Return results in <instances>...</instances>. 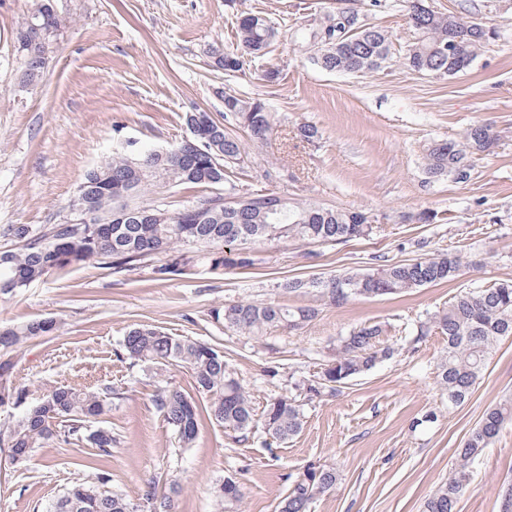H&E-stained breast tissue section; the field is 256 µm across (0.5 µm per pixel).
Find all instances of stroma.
I'll use <instances>...</instances> for the list:
<instances>
[{
    "label": "stroma",
    "mask_w": 512,
    "mask_h": 512,
    "mask_svg": "<svg viewBox=\"0 0 512 512\" xmlns=\"http://www.w3.org/2000/svg\"><path fill=\"white\" fill-rule=\"evenodd\" d=\"M65 26L39 83L20 82L13 32L35 0H0V228L58 224L71 215L77 183L126 141L165 148L185 137V112L224 118L222 91L259 98L274 115L266 141L241 134L245 153L234 175L250 192L362 210L376 220L373 235L335 246L285 239L252 249L253 267L227 274L198 261L190 275L157 279L154 261L122 272L95 263L32 283L0 301V325L52 318V335L11 353V380L23 389L17 407L0 408V430L53 389L110 385L116 392L98 424L117 442L106 461L109 487L147 512L151 488L177 486V512H276L290 476L308 466L335 467L333 491L311 512H422L444 482L455 451L485 411L512 398V337L502 339L469 400L449 408L438 383L447 341L438 331L417 340L416 327L460 290L512 281V0H432L435 8L494 25L500 38L450 79L395 66L362 77L314 65L302 35L336 8L357 11L388 30L395 46L411 40L406 8H375L370 0H54ZM260 12L279 31L265 58L230 77L210 56L237 45L236 18ZM270 66L277 82L263 80ZM491 125L498 140L476 156L469 181H433L423 168L427 145L457 140L474 124ZM319 138L296 139L298 126ZM436 214L418 223L421 212ZM469 265L457 280L393 297L333 306L320 294H288L290 277L328 279L353 268L439 252ZM278 301L317 308L316 318L288 333L260 336L226 330L211 316L228 301ZM382 323L394 349L333 396L307 399L304 384L336 353L352 328ZM171 330L217 346L256 408L295 396L301 432L276 442L263 426L247 440L204 423L191 447L153 404L159 387L187 388L174 366L147 368L119 361L116 351L135 325ZM434 422L423 423L427 413ZM84 445L44 442L13 462L0 447V512H46L76 484L91 485ZM459 512H502L501 490L512 484V422L468 468ZM240 490L220 500L224 479Z\"/></svg>",
    "instance_id": "obj_1"
}]
</instances>
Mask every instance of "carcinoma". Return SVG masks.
I'll return each instance as SVG.
<instances>
[{
  "instance_id": "cac0c4a2",
  "label": "carcinoma",
  "mask_w": 512,
  "mask_h": 512,
  "mask_svg": "<svg viewBox=\"0 0 512 512\" xmlns=\"http://www.w3.org/2000/svg\"><path fill=\"white\" fill-rule=\"evenodd\" d=\"M51 0H41L31 17L14 32L17 46H28L45 36L51 42L57 35L51 28L62 25L50 11ZM337 22L324 29H310V37L320 39L314 48L313 63L325 70L361 76L390 68L397 63L409 70L441 79L455 76L469 67L482 49L500 37L493 27L466 20L453 13L433 11L421 23L412 25L415 37L392 52L389 33L361 21L349 9H338ZM458 39L459 53L448 56V35ZM238 46L211 50L216 67L230 75L241 73L248 63L262 57L277 35L270 20L254 12H243L237 24ZM207 146L199 152L194 138L183 139L168 148L140 152L123 146L112 158L88 171L81 186L95 213L84 224L9 225L0 231L15 247L0 251V299L20 294L31 283L52 271H63L90 261L117 272L134 268L154 256L165 261L154 267L160 279L190 274L200 256L214 270L226 273L250 267L254 259L241 251L247 244L295 238L321 244H341L367 237L374 226L362 211L335 209L308 203H291L275 195L259 194L253 205L239 210L236 199L243 194L239 183L226 169L238 163L244 153L241 141L227 127L246 129L252 139L264 140L274 131V117L259 99H245L224 93V122L210 120ZM496 142L493 130L475 124L456 141L436 140L424 156V170L433 180L452 179L465 183L469 177L455 178V171L472 172L471 158L488 152ZM226 185L197 200L212 208L201 217L186 207L160 205L152 209L146 224L133 216L141 210L129 201L160 185ZM463 257L437 253L383 264L376 269H354L341 274V288L334 279H285L277 287L288 294L308 289L320 293L339 306L358 297L399 295L430 285L454 281L461 276ZM318 310L311 306L281 303L234 301L212 310L213 318L224 328L245 335L259 336L273 328L298 330L312 321ZM58 328L46 318L19 326L0 328V351L11 353L21 344L47 336ZM448 338V351L440 364L439 384L448 396V408L462 405L480 380L497 343L512 336V282H496L486 288L458 293L430 320L420 326L418 339L431 329ZM386 334L382 324L351 329L336 345V357L329 361L306 391L312 397L332 394L361 377L378 363L390 359L394 350L381 343ZM116 356L131 362L177 366L189 373V390L161 388L154 405L175 431L184 447L191 446L205 421L216 423L245 440L257 419L263 420L268 434L278 442L297 435L303 413L296 399L280 397L257 414L250 394L224 362V353L188 336H175L160 328L139 325L124 336ZM203 396L198 400L194 394ZM110 386L58 387L46 394L12 427L0 430V447L9 448L13 461L21 462L30 450L57 438L65 444L83 442L94 449L89 464L98 467V485L76 484L49 505L48 512H133L123 495L110 490L109 474L99 465L112 455L116 438L112 431L94 423L112 404ZM22 392L11 385L10 363L0 362V407L16 405ZM512 420V400L488 409L478 427L457 451L455 467L423 505V512H458L466 490L469 463L480 456L504 422ZM334 467H311L291 479L278 512H310L319 496L336 487Z\"/></svg>"
}]
</instances>
